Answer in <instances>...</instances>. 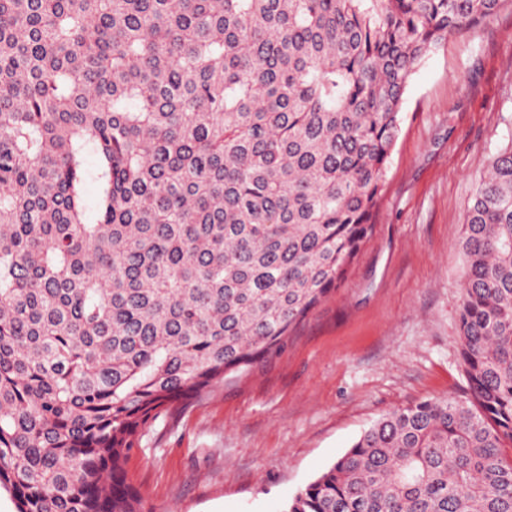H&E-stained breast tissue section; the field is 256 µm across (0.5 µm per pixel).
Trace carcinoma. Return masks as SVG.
<instances>
[{"mask_svg": "<svg viewBox=\"0 0 512 512\" xmlns=\"http://www.w3.org/2000/svg\"><path fill=\"white\" fill-rule=\"evenodd\" d=\"M506 10L0 0V489L16 512H152L127 471L142 431L279 351L341 286L410 76ZM461 250L465 395L384 414L284 512H512V143Z\"/></svg>", "mask_w": 512, "mask_h": 512, "instance_id": "obj_1", "label": "carcinoma"}]
</instances>
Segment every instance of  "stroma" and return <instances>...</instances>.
<instances>
[{
	"label": "stroma",
	"instance_id": "obj_1",
	"mask_svg": "<svg viewBox=\"0 0 512 512\" xmlns=\"http://www.w3.org/2000/svg\"><path fill=\"white\" fill-rule=\"evenodd\" d=\"M512 143V11L410 77L349 273L250 370L146 428L129 476L154 512H284L375 420L467 386L458 345L465 208Z\"/></svg>",
	"mask_w": 512,
	"mask_h": 512
}]
</instances>
